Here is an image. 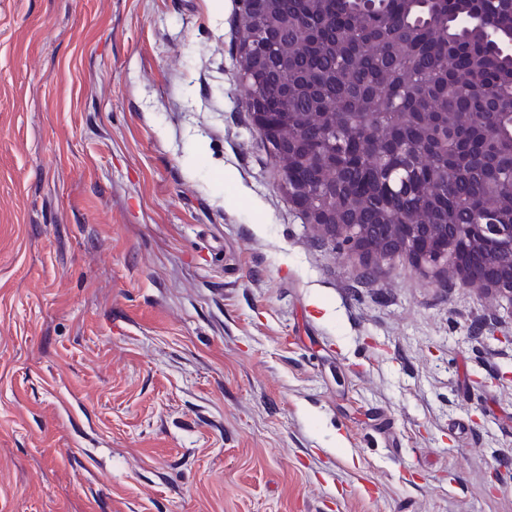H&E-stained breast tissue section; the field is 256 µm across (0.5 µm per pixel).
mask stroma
Returning a JSON list of instances; mask_svg holds the SVG:
<instances>
[{
	"label": "stroma",
	"mask_w": 512,
	"mask_h": 512,
	"mask_svg": "<svg viewBox=\"0 0 512 512\" xmlns=\"http://www.w3.org/2000/svg\"><path fill=\"white\" fill-rule=\"evenodd\" d=\"M237 0H0V512H512V303L305 224Z\"/></svg>",
	"instance_id": "35a3bbf8"
}]
</instances>
